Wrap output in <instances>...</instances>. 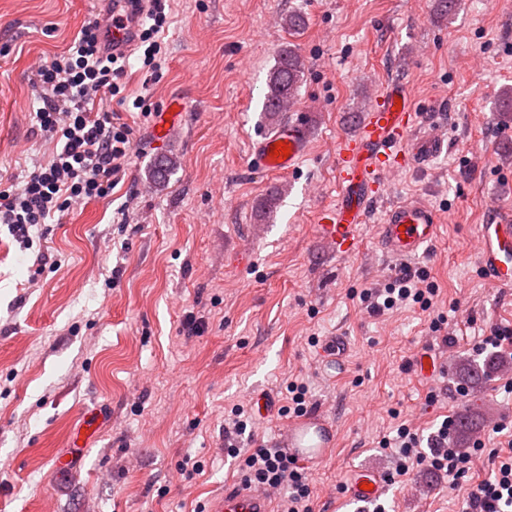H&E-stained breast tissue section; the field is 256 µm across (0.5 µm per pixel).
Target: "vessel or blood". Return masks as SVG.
Wrapping results in <instances>:
<instances>
[{
	"instance_id": "vessel-or-blood-1",
	"label": "vessel or blood",
	"mask_w": 512,
	"mask_h": 512,
	"mask_svg": "<svg viewBox=\"0 0 512 512\" xmlns=\"http://www.w3.org/2000/svg\"><path fill=\"white\" fill-rule=\"evenodd\" d=\"M138 17L129 0H114L110 14L99 18L104 44L113 53L126 54L137 40ZM185 104L170 101L159 112L153 129L156 142L162 143L181 124ZM414 114L406 89L390 85L380 104L359 122L354 137L342 141L338 154L339 195L335 206L322 210L314 226L316 235L331 252L356 251L358 226L366 220L369 203L379 187L382 164L400 168L407 162L427 163L444 148V141L433 133L415 132ZM289 147L288 157L274 155L276 143ZM309 144L304 117L283 122L276 131L264 136L253 147L254 160L266 172L288 174L305 157ZM438 234L435 211L419 201L390 206L378 229L382 248L397 258H412ZM479 263L496 284L512 286V221L508 219L483 225ZM332 437L328 424L316 415L300 416L289 423L282 438L286 453L298 462L313 463L328 453ZM383 480L379 473L364 471L347 488L349 498L365 500L379 495ZM273 494L241 486L225 489L213 497L206 512H272Z\"/></svg>"
}]
</instances>
